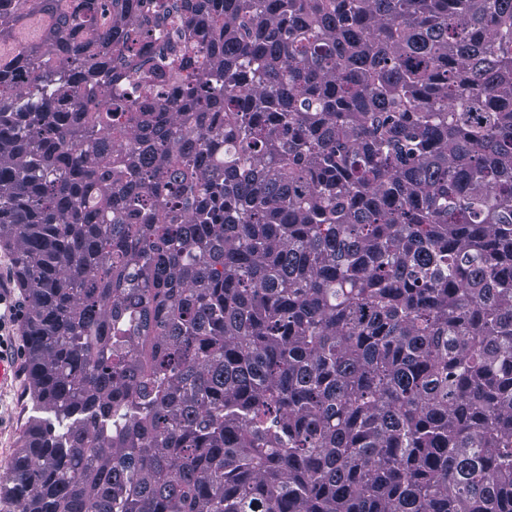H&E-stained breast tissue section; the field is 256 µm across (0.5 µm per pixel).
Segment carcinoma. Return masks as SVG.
I'll use <instances>...</instances> for the list:
<instances>
[{
    "label": "carcinoma",
    "instance_id": "1",
    "mask_svg": "<svg viewBox=\"0 0 512 512\" xmlns=\"http://www.w3.org/2000/svg\"><path fill=\"white\" fill-rule=\"evenodd\" d=\"M139 2L0 0V496L512 512V0ZM7 288L9 296L7 301L4 292L0 290V307L2 304V324L6 325L5 330L0 332V337L4 338L8 344V348L17 357L0 346V475L10 466L15 449L19 446L20 438L28 425L30 416L32 415L30 408L32 402L27 385V368H26V350H25V332L24 319L26 316V298L17 286L14 269L11 260L2 250H0V289ZM15 299L22 304V318L19 320V314L16 319L19 320L18 325L10 327V312L5 310V306L14 303ZM6 301V304H4ZM0 323V324H1ZM15 328L14 335L8 329ZM10 334V335H8ZM9 336H15L16 346H11ZM17 364V365H16ZM17 366V368H16ZM16 374V377H15ZM15 381L11 384V382ZM10 385V386H9ZM7 387V388H6Z\"/></svg>",
    "mask_w": 512,
    "mask_h": 512
}]
</instances>
